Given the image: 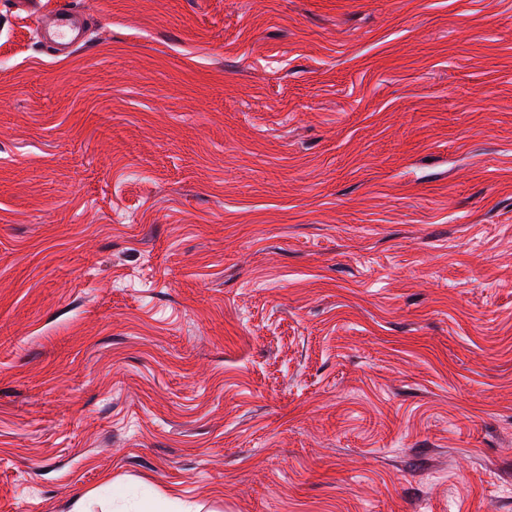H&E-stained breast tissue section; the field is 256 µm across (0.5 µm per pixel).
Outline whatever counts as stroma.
<instances>
[{"label":"stroma","instance_id":"1","mask_svg":"<svg viewBox=\"0 0 512 512\" xmlns=\"http://www.w3.org/2000/svg\"><path fill=\"white\" fill-rule=\"evenodd\" d=\"M0 0V512H512V0ZM17 9L27 4L36 6L39 22L34 35L44 51L55 58H67L87 41L89 18L63 2L15 0Z\"/></svg>","mask_w":512,"mask_h":512}]
</instances>
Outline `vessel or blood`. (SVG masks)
Returning <instances> with one entry per match:
<instances>
[{"mask_svg": "<svg viewBox=\"0 0 512 512\" xmlns=\"http://www.w3.org/2000/svg\"><path fill=\"white\" fill-rule=\"evenodd\" d=\"M30 3L39 18L35 38L48 55L66 58L85 44L89 19L83 12L65 0H15L19 7Z\"/></svg>", "mask_w": 512, "mask_h": 512, "instance_id": "obj_1", "label": "vessel or blood"}]
</instances>
